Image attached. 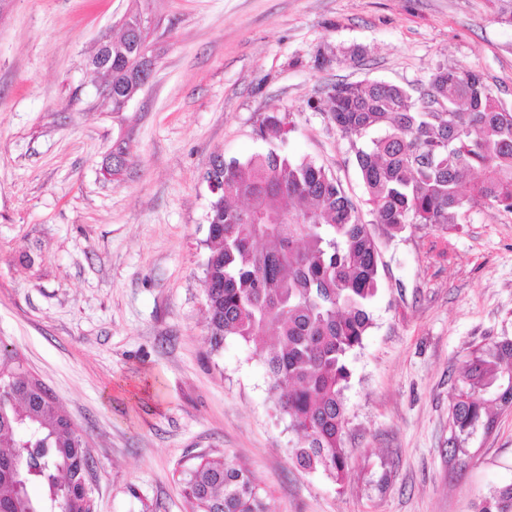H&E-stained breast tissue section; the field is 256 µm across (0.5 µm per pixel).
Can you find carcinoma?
<instances>
[{"label": "carcinoma", "mask_w": 512, "mask_h": 512, "mask_svg": "<svg viewBox=\"0 0 512 512\" xmlns=\"http://www.w3.org/2000/svg\"><path fill=\"white\" fill-rule=\"evenodd\" d=\"M139 67L129 37L112 42L100 71L112 110L127 104ZM330 118L351 140L375 223L387 230H446L477 205L512 212V107L481 73L440 66L417 97L381 80L344 83L330 95ZM291 131L289 116L272 112L259 135L283 141ZM206 178L220 186L207 214L211 347L222 349L229 336L255 347L300 436L291 461L340 484L350 464L349 359L372 327L379 287L375 237L341 184L306 158L270 149L215 162ZM492 405L512 407L509 339L478 348L467 363L449 408L448 452L490 428ZM91 467L82 431L50 389L0 352V512H91L82 488ZM183 492L191 512H267L253 474L221 458L201 459ZM476 512H512V483L490 490Z\"/></svg>", "instance_id": "1"}]
</instances>
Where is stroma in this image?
<instances>
[{
  "label": "stroma",
  "mask_w": 512,
  "mask_h": 512,
  "mask_svg": "<svg viewBox=\"0 0 512 512\" xmlns=\"http://www.w3.org/2000/svg\"><path fill=\"white\" fill-rule=\"evenodd\" d=\"M134 13L156 72L116 112L87 60ZM442 65L512 105L493 0H0V343L83 430L95 512H190L182 477L208 455L247 466L270 512H475L512 482V409L448 452L464 366L512 339V212L387 233L329 118L338 84L417 93ZM271 112L287 140L260 137ZM122 142L128 164L106 175ZM269 148L340 181L380 253L340 484L291 463L299 438L254 349L208 340L203 174ZM292 129L291 121L286 113L272 112L263 118L259 135L262 139H266V135H271L283 141L287 139Z\"/></svg>",
  "instance_id": "1"
}]
</instances>
